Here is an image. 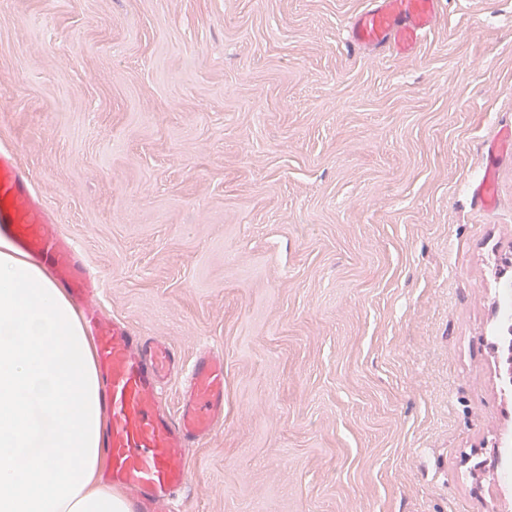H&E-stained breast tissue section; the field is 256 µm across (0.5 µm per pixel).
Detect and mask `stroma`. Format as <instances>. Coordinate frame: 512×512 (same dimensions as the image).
Returning <instances> with one entry per match:
<instances>
[{"label":"stroma","mask_w":512,"mask_h":512,"mask_svg":"<svg viewBox=\"0 0 512 512\" xmlns=\"http://www.w3.org/2000/svg\"><path fill=\"white\" fill-rule=\"evenodd\" d=\"M367 4L0 0V148L104 315L224 357L176 512H512V0L409 53L349 43ZM494 171L492 168L485 170L484 176L471 187L473 199L485 208H491L494 204Z\"/></svg>","instance_id":"obj_1"}]
</instances>
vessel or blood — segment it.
I'll return each instance as SVG.
<instances>
[{
  "label": "vessel or blood",
  "instance_id": "obj_1",
  "mask_svg": "<svg viewBox=\"0 0 512 512\" xmlns=\"http://www.w3.org/2000/svg\"><path fill=\"white\" fill-rule=\"evenodd\" d=\"M439 0H371L349 26L359 48L408 52L429 30ZM494 171L486 169L471 188L483 207L494 204ZM0 236L51 264L57 281L83 308L95 337L110 423L103 446L114 490L129 494L133 512H165L189 484L185 451L200 443L224 416V358L204 348L187 371L166 344L136 336L125 321L102 320L97 299L101 283L79 256L80 246L62 239L47 217L30 179L13 155L0 151ZM180 377L182 403L171 413L163 389Z\"/></svg>",
  "mask_w": 512,
  "mask_h": 512
}]
</instances>
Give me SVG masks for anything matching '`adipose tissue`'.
Listing matches in <instances>:
<instances>
[{
	"instance_id": "obj_1",
	"label": "adipose tissue",
	"mask_w": 512,
	"mask_h": 512,
	"mask_svg": "<svg viewBox=\"0 0 512 512\" xmlns=\"http://www.w3.org/2000/svg\"><path fill=\"white\" fill-rule=\"evenodd\" d=\"M95 346L47 266L0 238V512H132L103 479Z\"/></svg>"
}]
</instances>
